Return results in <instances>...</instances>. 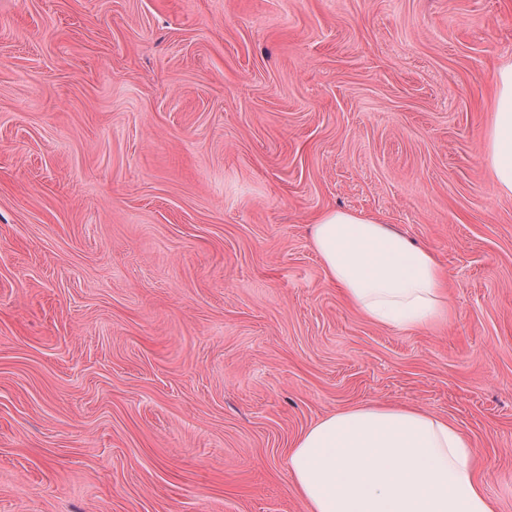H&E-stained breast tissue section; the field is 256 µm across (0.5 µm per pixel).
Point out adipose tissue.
Segmentation results:
<instances>
[{"label":"adipose tissue","mask_w":512,"mask_h":512,"mask_svg":"<svg viewBox=\"0 0 512 512\" xmlns=\"http://www.w3.org/2000/svg\"><path fill=\"white\" fill-rule=\"evenodd\" d=\"M490 180L512 197V62L493 74ZM327 279L369 321L402 331L447 320V275L426 248L361 212L330 209L312 225ZM288 473L307 512H495L473 441L448 420L408 406L332 413L291 448Z\"/></svg>","instance_id":"adipose-tissue-1"}]
</instances>
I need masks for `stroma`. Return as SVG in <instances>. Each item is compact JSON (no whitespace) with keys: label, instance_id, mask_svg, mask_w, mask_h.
<instances>
[{"label":"stroma","instance_id":"1","mask_svg":"<svg viewBox=\"0 0 512 512\" xmlns=\"http://www.w3.org/2000/svg\"><path fill=\"white\" fill-rule=\"evenodd\" d=\"M512 0H0V512H307L314 423L407 405L512 512ZM372 215L448 275L376 325L311 245ZM493 121L487 134L490 180L499 195L512 197V62H503L493 74Z\"/></svg>","mask_w":512,"mask_h":512}]
</instances>
